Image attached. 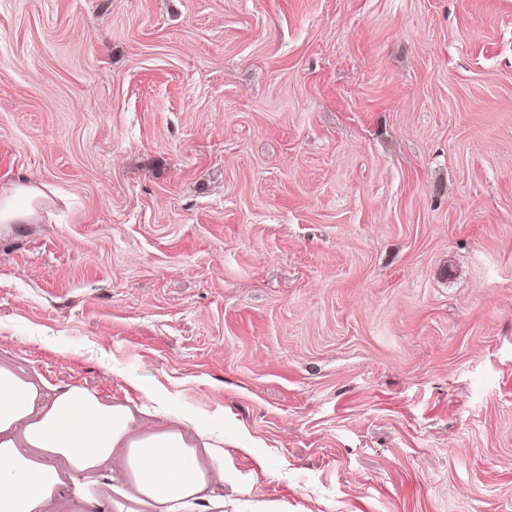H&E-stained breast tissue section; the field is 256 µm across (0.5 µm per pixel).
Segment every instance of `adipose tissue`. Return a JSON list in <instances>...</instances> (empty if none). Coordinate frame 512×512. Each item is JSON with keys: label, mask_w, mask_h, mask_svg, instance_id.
I'll return each mask as SVG.
<instances>
[{"label": "adipose tissue", "mask_w": 512, "mask_h": 512, "mask_svg": "<svg viewBox=\"0 0 512 512\" xmlns=\"http://www.w3.org/2000/svg\"><path fill=\"white\" fill-rule=\"evenodd\" d=\"M39 188L0 195V223L36 217ZM164 424H152L155 416ZM224 431L200 429L189 413H173L165 394L107 400L74 385L60 393L0 365V512H51L69 491L77 512H96L89 473L109 469L113 512H224L245 488L224 461Z\"/></svg>", "instance_id": "adipose-tissue-1"}]
</instances>
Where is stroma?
I'll list each match as a JSON object with an SVG mask.
<instances>
[{"instance_id":"stroma-1","label":"stroma","mask_w":512,"mask_h":512,"mask_svg":"<svg viewBox=\"0 0 512 512\" xmlns=\"http://www.w3.org/2000/svg\"><path fill=\"white\" fill-rule=\"evenodd\" d=\"M18 184L0 364L288 512H512V0H0ZM42 191L31 186H18L10 194L0 195L1 224H29L36 217V201Z\"/></svg>"}]
</instances>
